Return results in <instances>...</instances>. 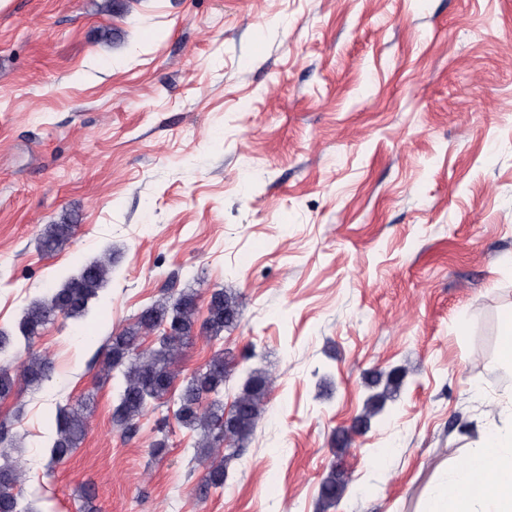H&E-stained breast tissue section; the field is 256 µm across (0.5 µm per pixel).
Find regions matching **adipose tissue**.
<instances>
[{"mask_svg": "<svg viewBox=\"0 0 512 512\" xmlns=\"http://www.w3.org/2000/svg\"><path fill=\"white\" fill-rule=\"evenodd\" d=\"M422 512H512V429L487 432L429 493Z\"/></svg>", "mask_w": 512, "mask_h": 512, "instance_id": "ef3b65f1", "label": "adipose tissue"}]
</instances>
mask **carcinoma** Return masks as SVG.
<instances>
[{
    "label": "carcinoma",
    "mask_w": 512,
    "mask_h": 512,
    "mask_svg": "<svg viewBox=\"0 0 512 512\" xmlns=\"http://www.w3.org/2000/svg\"><path fill=\"white\" fill-rule=\"evenodd\" d=\"M75 224H50L42 237L45 253L61 250L75 236ZM112 273V254L106 253L81 267L78 273L64 276L58 288L32 300L24 309L17 328L24 340L25 357L21 374L13 376L10 364H0V401H4L21 388H40L52 377L53 362L33 349V340L40 331L58 317L82 319L91 305L101 301L102 292ZM199 294L183 290L177 296L158 301L142 309L130 327L111 336L103 362L107 374L117 370L123 377L119 402L114 407L112 422L127 430L137 425L149 409L171 404L174 417L186 428H203L202 438L195 443L194 458L206 461L224 453V460L210 463L199 486V495L224 489L227 480L226 463L238 456L244 442L253 434L263 412L264 400L269 392V377L262 371L250 372L243 388L234 398V421L224 429V386L229 361L224 351L217 350L197 369L185 375L177 396H172L173 384L179 375L176 364L196 333L207 341L221 339L226 329L236 327L240 321L237 298L217 289L208 299V316L197 324ZM160 333L157 345H144L145 338ZM404 372L393 369L378 371L372 377L371 387L381 388L368 399V411L360 422L368 427L371 418L380 413L386 402L400 387ZM55 436L50 446L51 459L60 462L69 458L87 434V406L83 401L69 407H56L54 415ZM168 418L157 420L155 439L151 452L155 457L169 448ZM23 471L0 452V512H33L30 507H20L24 499ZM349 484L348 477L331 468L321 479L319 503L321 512H329L342 499Z\"/></svg>",
    "instance_id": "carcinoma-1"
}]
</instances>
